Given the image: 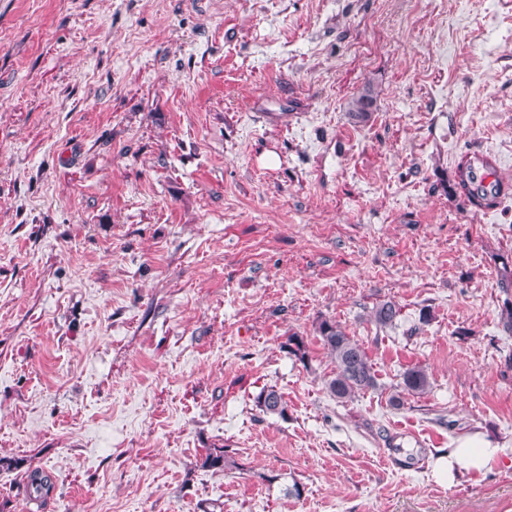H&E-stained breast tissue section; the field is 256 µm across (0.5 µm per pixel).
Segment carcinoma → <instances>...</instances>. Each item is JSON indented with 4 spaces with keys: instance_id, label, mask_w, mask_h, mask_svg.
<instances>
[{
    "instance_id": "obj_1",
    "label": "carcinoma",
    "mask_w": 512,
    "mask_h": 512,
    "mask_svg": "<svg viewBox=\"0 0 512 512\" xmlns=\"http://www.w3.org/2000/svg\"><path fill=\"white\" fill-rule=\"evenodd\" d=\"M375 102L373 91L366 89L348 103V112L356 123L369 120ZM455 188L461 190L467 200L480 207H492L498 203L503 194L500 184L486 186L477 181L472 171V160L463 159L457 166V182ZM399 310L392 301L378 304L370 314V321L383 329L394 324ZM319 340L329 353L335 364L333 376L325 380L327 393L338 403L353 400L356 395L374 389L377 386L376 375L364 349L353 340L336 322L324 319L318 323ZM288 353L300 362L307 361V347L304 338L293 334L288 337ZM430 387V377L421 366H410L400 374L397 390L391 396L395 406L403 405V396L424 394ZM259 409L269 415L281 419L288 417L287 405L282 395L273 387L264 388L256 396ZM202 465L208 468L231 470L236 461L227 450L217 454L206 455ZM54 488L50 475L42 470L32 471L26 483L28 497L34 501H45Z\"/></svg>"
}]
</instances>
